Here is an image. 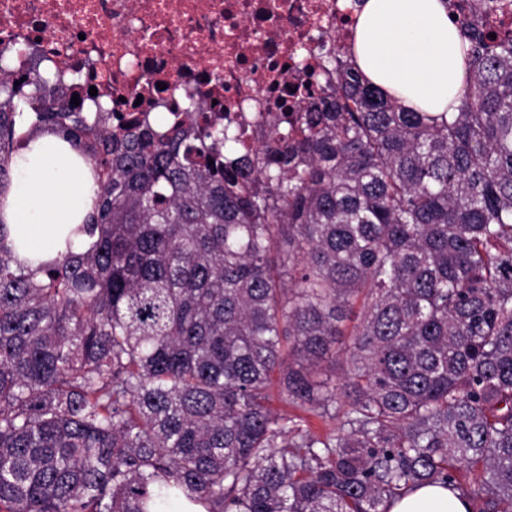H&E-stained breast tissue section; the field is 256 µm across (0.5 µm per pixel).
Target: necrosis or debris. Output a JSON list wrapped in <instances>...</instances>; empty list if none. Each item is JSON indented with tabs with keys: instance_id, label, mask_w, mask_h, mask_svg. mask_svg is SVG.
I'll return each mask as SVG.
<instances>
[{
	"instance_id": "obj_1",
	"label": "necrosis or debris",
	"mask_w": 512,
	"mask_h": 512,
	"mask_svg": "<svg viewBox=\"0 0 512 512\" xmlns=\"http://www.w3.org/2000/svg\"><path fill=\"white\" fill-rule=\"evenodd\" d=\"M350 31L339 0H0V71L50 65L49 107L128 121L191 91L255 147Z\"/></svg>"
}]
</instances>
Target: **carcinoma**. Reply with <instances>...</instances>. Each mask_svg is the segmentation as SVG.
<instances>
[{
	"label": "carcinoma",
	"mask_w": 512,
	"mask_h": 512,
	"mask_svg": "<svg viewBox=\"0 0 512 512\" xmlns=\"http://www.w3.org/2000/svg\"><path fill=\"white\" fill-rule=\"evenodd\" d=\"M504 8L452 20L457 111L405 109L338 50L255 152L188 92L187 122L127 129L49 110L51 72L22 100L0 76V197L44 134L97 185L82 250L33 267L0 221V512H388L462 468L476 512H512ZM341 352L340 384L312 379ZM276 373L330 433L269 407Z\"/></svg>",
	"instance_id": "1"
}]
</instances>
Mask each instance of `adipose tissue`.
<instances>
[{
    "instance_id": "adipose-tissue-1",
    "label": "adipose tissue",
    "mask_w": 512,
    "mask_h": 512,
    "mask_svg": "<svg viewBox=\"0 0 512 512\" xmlns=\"http://www.w3.org/2000/svg\"><path fill=\"white\" fill-rule=\"evenodd\" d=\"M354 52L373 85L417 112H446L465 79L464 42L443 0H363ZM0 220L21 256H55L70 228L90 220L96 186L85 161L52 135L29 142L11 163ZM389 512H471L458 491L423 485Z\"/></svg>"
}]
</instances>
